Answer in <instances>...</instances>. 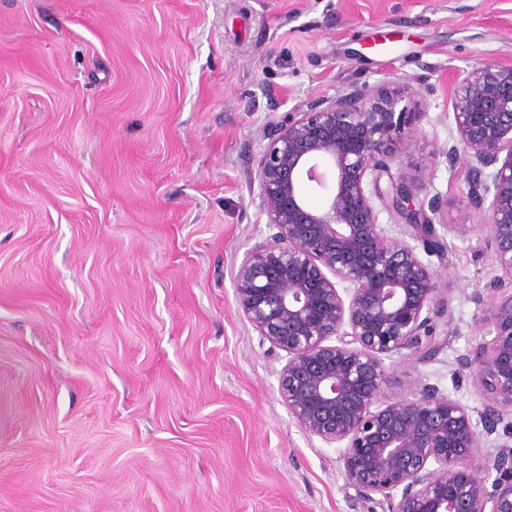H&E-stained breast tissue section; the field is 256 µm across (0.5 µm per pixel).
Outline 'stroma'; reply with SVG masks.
<instances>
[{"label":"stroma","instance_id":"35a3bbf8","mask_svg":"<svg viewBox=\"0 0 512 512\" xmlns=\"http://www.w3.org/2000/svg\"><path fill=\"white\" fill-rule=\"evenodd\" d=\"M484 59L512 64V0H0V512H385L291 419L286 355L236 302L273 234L250 191L266 96L367 83L415 112L391 172L446 204L423 260L451 316L432 355L385 360L383 397L477 417L464 363L499 271L440 150Z\"/></svg>","mask_w":512,"mask_h":512}]
</instances>
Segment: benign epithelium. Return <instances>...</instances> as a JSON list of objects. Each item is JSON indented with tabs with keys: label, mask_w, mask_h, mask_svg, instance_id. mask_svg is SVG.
<instances>
[{
	"label": "benign epithelium",
	"mask_w": 512,
	"mask_h": 512,
	"mask_svg": "<svg viewBox=\"0 0 512 512\" xmlns=\"http://www.w3.org/2000/svg\"><path fill=\"white\" fill-rule=\"evenodd\" d=\"M401 101L355 85L269 122L251 184L275 233L244 254L236 300L286 354L278 387L291 418L343 446L344 474L363 499L380 495L390 512H512V445L484 460L497 474L492 491L476 466L484 440L512 414V65L485 61L463 72L453 101L463 149L440 152L451 165L464 159L471 205L501 271L489 283L493 337L465 363L489 401L480 426L434 387L381 402L385 358L422 345L432 354L448 325L447 287L417 251L444 254L440 202L414 203L412 183L391 174L389 146L414 130ZM303 177L326 192L322 207L305 202ZM383 209L399 236L385 234Z\"/></svg>",
	"instance_id": "obj_1"
}]
</instances>
